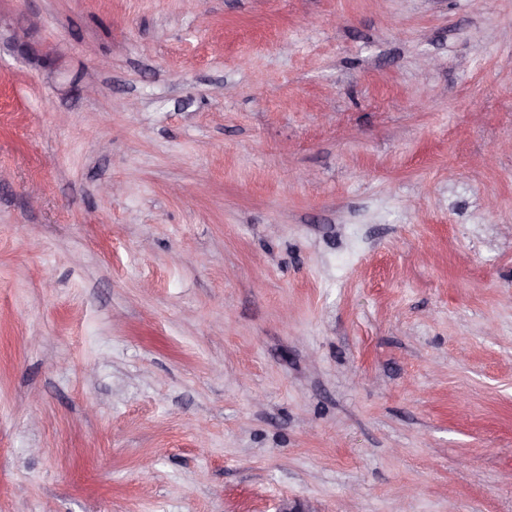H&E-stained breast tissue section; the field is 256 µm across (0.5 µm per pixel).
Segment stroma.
<instances>
[{
	"instance_id": "stroma-1",
	"label": "stroma",
	"mask_w": 512,
	"mask_h": 512,
	"mask_svg": "<svg viewBox=\"0 0 512 512\" xmlns=\"http://www.w3.org/2000/svg\"><path fill=\"white\" fill-rule=\"evenodd\" d=\"M285 502L512 512V0H0V512Z\"/></svg>"
}]
</instances>
